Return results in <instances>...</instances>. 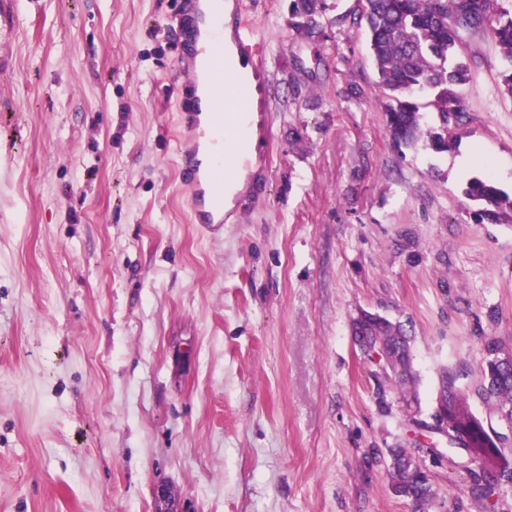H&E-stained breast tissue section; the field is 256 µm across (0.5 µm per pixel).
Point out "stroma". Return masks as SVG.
Wrapping results in <instances>:
<instances>
[{"instance_id":"1","label":"stroma","mask_w":512,"mask_h":512,"mask_svg":"<svg viewBox=\"0 0 512 512\" xmlns=\"http://www.w3.org/2000/svg\"><path fill=\"white\" fill-rule=\"evenodd\" d=\"M297 26L239 0L266 73L257 174L220 232L187 218L179 0H0V512H413L421 443L445 512H483L429 422L442 373L512 352V98L467 42L452 149L396 146L357 0ZM411 336L421 427L355 344ZM465 194L479 205L472 213L475 223L497 224L512 220V197L494 183L475 179L470 182ZM390 481H396L393 494L410 502L415 512H434L437 494L433 491L419 456L406 448L391 449ZM413 458H412V456Z\"/></svg>"}]
</instances>
